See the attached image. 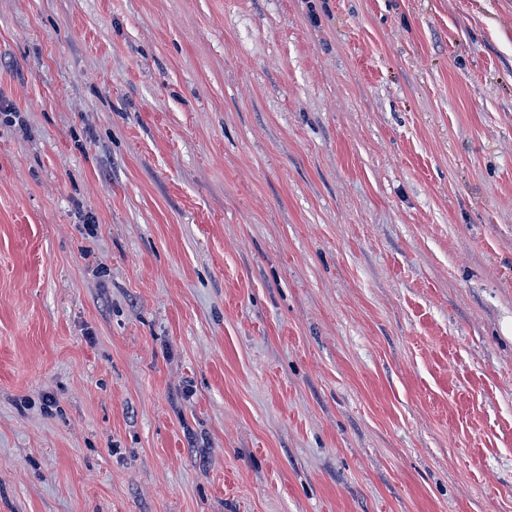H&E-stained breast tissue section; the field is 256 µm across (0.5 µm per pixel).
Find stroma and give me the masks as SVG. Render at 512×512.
<instances>
[{
	"label": "stroma",
	"instance_id": "stroma-1",
	"mask_svg": "<svg viewBox=\"0 0 512 512\" xmlns=\"http://www.w3.org/2000/svg\"><path fill=\"white\" fill-rule=\"evenodd\" d=\"M0 512H512V0H0Z\"/></svg>",
	"mask_w": 512,
	"mask_h": 512
}]
</instances>
